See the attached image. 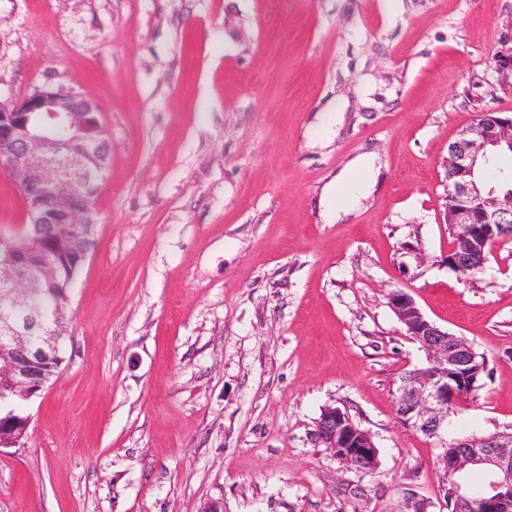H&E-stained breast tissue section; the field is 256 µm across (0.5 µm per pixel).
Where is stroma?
<instances>
[{
    "instance_id": "stroma-1",
    "label": "stroma",
    "mask_w": 512,
    "mask_h": 512,
    "mask_svg": "<svg viewBox=\"0 0 512 512\" xmlns=\"http://www.w3.org/2000/svg\"><path fill=\"white\" fill-rule=\"evenodd\" d=\"M511 53L512 0H0V104L83 92L111 144L0 512H448L443 442L512 433V241L449 269L443 160L512 113ZM364 155L375 192L326 220ZM397 288L486 360L439 439L397 413L427 365ZM327 407L374 470L319 443ZM317 424L319 442L336 458L358 470L376 467L378 451L371 434L358 427L346 412L326 408Z\"/></svg>"
}]
</instances>
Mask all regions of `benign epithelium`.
I'll return each instance as SVG.
<instances>
[{
    "instance_id": "benign-epithelium-1",
    "label": "benign epithelium",
    "mask_w": 512,
    "mask_h": 512,
    "mask_svg": "<svg viewBox=\"0 0 512 512\" xmlns=\"http://www.w3.org/2000/svg\"><path fill=\"white\" fill-rule=\"evenodd\" d=\"M62 127L67 136L58 138L49 130ZM103 135L100 107L80 92H62L43 87L10 105L0 104V174L17 187L26 221L17 235L25 240L42 236L45 224H91L90 199L64 188L86 172V157L101 156L97 167L103 176L109 148L99 142ZM503 149L512 151V115L487 111L477 115L448 145L447 223L455 243L448 253V267L459 273L472 262L484 261L499 241L496 228L512 224V186L488 185L478 174L495 167ZM56 276L50 262L33 263L20 249L0 262V289L12 306L0 311V377L7 380L6 397L27 401L46 387L42 366L59 357L68 335L64 324L69 299L55 304L53 318L34 305L42 285ZM389 304L408 335L425 351L428 366L400 380L397 406L402 422L428 437H438L448 426V410L458 398L459 387H474L480 370L459 374L462 365L474 359L467 339L452 335L429 321L414 298L404 290L390 293ZM30 418H24L22 433L0 434V449L26 446ZM317 438L348 466L371 471L378 451L371 434L358 427L336 407L322 412ZM441 456L447 482L443 486L453 512H464L469 503L465 476L482 466L488 473L487 512H512V499L497 494L512 480V433L457 441Z\"/></svg>"
}]
</instances>
